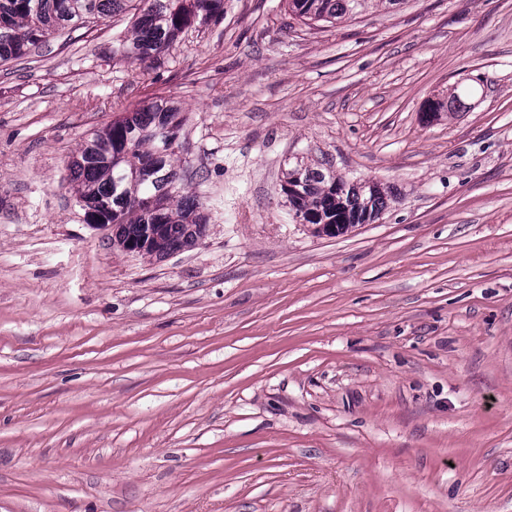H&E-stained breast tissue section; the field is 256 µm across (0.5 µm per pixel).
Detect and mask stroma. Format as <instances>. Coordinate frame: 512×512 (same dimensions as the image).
<instances>
[{"label": "stroma", "instance_id": "1", "mask_svg": "<svg viewBox=\"0 0 512 512\" xmlns=\"http://www.w3.org/2000/svg\"><path fill=\"white\" fill-rule=\"evenodd\" d=\"M135 13L0 65V512H512V0H224L143 63ZM160 99L208 226L151 261L69 165ZM325 160L378 220H294ZM369 2L393 8L400 0H288V12L307 24L324 22L334 25L362 13Z\"/></svg>", "mask_w": 512, "mask_h": 512}]
</instances>
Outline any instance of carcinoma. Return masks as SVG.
<instances>
[{
  "label": "carcinoma",
  "instance_id": "cac0c4a2",
  "mask_svg": "<svg viewBox=\"0 0 512 512\" xmlns=\"http://www.w3.org/2000/svg\"><path fill=\"white\" fill-rule=\"evenodd\" d=\"M131 0H0V64L17 60L68 27L77 29L126 10ZM144 9L112 42V54L143 61L167 50L193 22L224 14V0H141ZM371 0H288L301 21L332 25L362 13ZM183 126L180 108L153 102L93 132L71 163L77 200L93 213L89 224H118L113 245H136L147 230L145 256L161 260L197 244L206 223L195 203L175 193L177 151L163 149ZM296 191L288 197L293 216L311 224H338L341 233L379 218L387 192L373 181L351 182L318 169L295 168Z\"/></svg>",
  "mask_w": 512,
  "mask_h": 512
}]
</instances>
